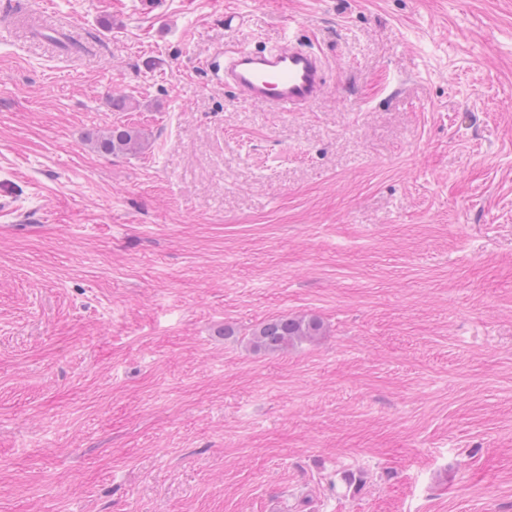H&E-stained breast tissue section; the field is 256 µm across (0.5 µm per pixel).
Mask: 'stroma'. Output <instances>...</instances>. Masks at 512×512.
<instances>
[{
	"mask_svg": "<svg viewBox=\"0 0 512 512\" xmlns=\"http://www.w3.org/2000/svg\"><path fill=\"white\" fill-rule=\"evenodd\" d=\"M52 2L104 48L0 44V512H512V0ZM287 29L306 111L201 65ZM96 147L105 154H134L141 148L138 131L117 127L96 140ZM323 332L315 316H282L259 324L251 333L250 344L266 351H284L295 344L311 341Z\"/></svg>",
	"mask_w": 512,
	"mask_h": 512,
	"instance_id": "35a3bbf8",
	"label": "stroma"
}]
</instances>
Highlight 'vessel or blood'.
<instances>
[{
	"label": "vessel or blood",
	"mask_w": 512,
	"mask_h": 512,
	"mask_svg": "<svg viewBox=\"0 0 512 512\" xmlns=\"http://www.w3.org/2000/svg\"><path fill=\"white\" fill-rule=\"evenodd\" d=\"M36 27L38 40L55 43L72 32L58 20L48 0H0V35ZM212 75L233 94L235 101L265 107L272 112H300L327 90L328 72L322 56L286 34L274 47L254 49L239 44L208 55Z\"/></svg>",
	"instance_id": "obj_1"
}]
</instances>
